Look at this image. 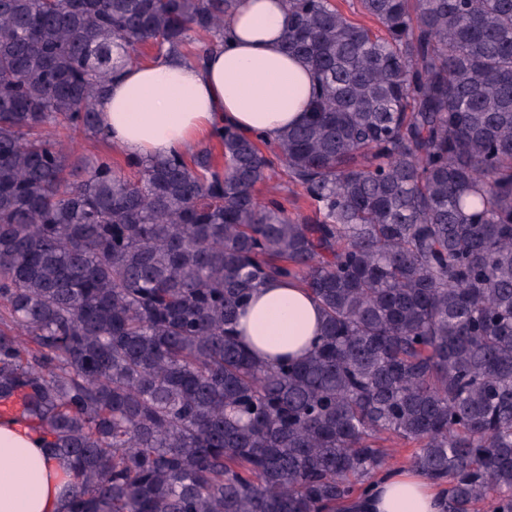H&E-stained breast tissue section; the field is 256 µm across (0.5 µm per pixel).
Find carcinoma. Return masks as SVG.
I'll return each instance as SVG.
<instances>
[{"label": "carcinoma", "mask_w": 512, "mask_h": 512, "mask_svg": "<svg viewBox=\"0 0 512 512\" xmlns=\"http://www.w3.org/2000/svg\"><path fill=\"white\" fill-rule=\"evenodd\" d=\"M356 3L376 29L288 0L302 123L127 175L69 159L112 80L203 62L240 0H0V417L68 462L65 512H344L383 435L442 512H512V0ZM270 279L323 311L298 363L236 336Z\"/></svg>", "instance_id": "1"}]
</instances>
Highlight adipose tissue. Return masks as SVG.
Wrapping results in <instances>:
<instances>
[{
    "label": "adipose tissue",
    "instance_id": "obj_1",
    "mask_svg": "<svg viewBox=\"0 0 512 512\" xmlns=\"http://www.w3.org/2000/svg\"><path fill=\"white\" fill-rule=\"evenodd\" d=\"M285 0H242L227 21L224 43L203 64L149 59L125 66L103 101L109 143L133 157L189 152L224 125L274 142L301 123L312 79L285 55ZM323 313L299 283L273 279L255 288L237 330L257 360L273 364L307 356ZM72 472L32 424L0 418V512H63ZM439 487L420 473L381 477L366 512H441Z\"/></svg>",
    "mask_w": 512,
    "mask_h": 512
}]
</instances>
